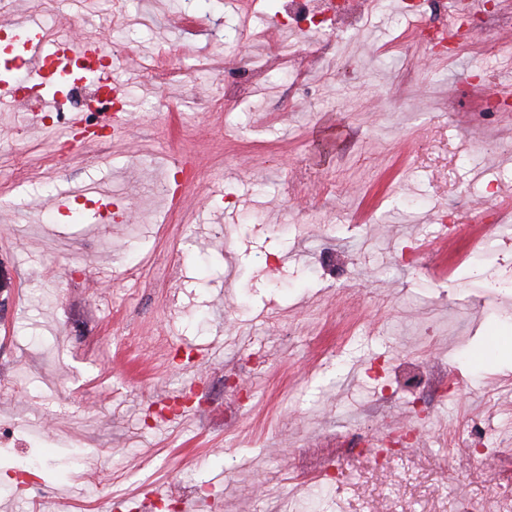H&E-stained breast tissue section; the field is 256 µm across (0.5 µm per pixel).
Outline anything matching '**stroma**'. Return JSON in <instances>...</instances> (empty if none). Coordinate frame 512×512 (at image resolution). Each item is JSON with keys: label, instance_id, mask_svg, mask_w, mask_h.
Returning a JSON list of instances; mask_svg holds the SVG:
<instances>
[{"label": "stroma", "instance_id": "obj_1", "mask_svg": "<svg viewBox=\"0 0 512 512\" xmlns=\"http://www.w3.org/2000/svg\"><path fill=\"white\" fill-rule=\"evenodd\" d=\"M235 3L10 2L97 33L130 120L77 144L0 109V512H126L164 485L189 512H500L512 447L464 442L474 420L512 438V218L478 239L512 186V110L483 109L512 100V0L452 57L407 0L335 39ZM180 165L178 202L157 196ZM82 185L130 221L69 222L54 200Z\"/></svg>", "mask_w": 512, "mask_h": 512}]
</instances>
